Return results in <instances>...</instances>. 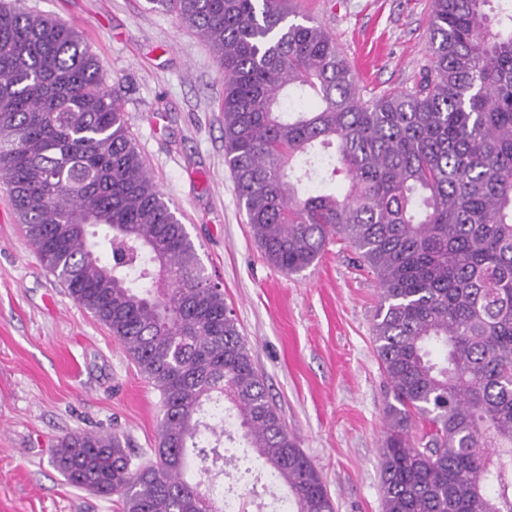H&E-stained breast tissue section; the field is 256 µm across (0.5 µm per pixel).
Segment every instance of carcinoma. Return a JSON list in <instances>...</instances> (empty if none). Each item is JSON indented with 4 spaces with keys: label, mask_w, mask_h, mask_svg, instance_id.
Segmentation results:
<instances>
[{
    "label": "carcinoma",
    "mask_w": 512,
    "mask_h": 512,
    "mask_svg": "<svg viewBox=\"0 0 512 512\" xmlns=\"http://www.w3.org/2000/svg\"><path fill=\"white\" fill-rule=\"evenodd\" d=\"M148 2L223 75L224 160L266 261L299 273L340 237L378 283L384 512H512V0H432L419 78L367 99L336 41L285 0ZM288 89L318 106L280 111ZM313 172L344 175L347 193L300 195ZM0 181L42 265L160 397L145 464L116 434L60 437L70 485L123 512H226L224 488L185 471L191 451L205 474L224 458L228 402L242 459L288 489V512H335L97 55L21 0L0 2Z\"/></svg>",
    "instance_id": "carcinoma-1"
}]
</instances>
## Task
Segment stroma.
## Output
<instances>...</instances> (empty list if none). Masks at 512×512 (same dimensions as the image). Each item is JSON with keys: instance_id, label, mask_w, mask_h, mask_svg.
Returning <instances> with one entry per match:
<instances>
[{"instance_id": "stroma-1", "label": "stroma", "mask_w": 512, "mask_h": 512, "mask_svg": "<svg viewBox=\"0 0 512 512\" xmlns=\"http://www.w3.org/2000/svg\"><path fill=\"white\" fill-rule=\"evenodd\" d=\"M81 30L208 275L248 341L289 432L336 512H383L387 385L372 338L373 276L344 241L287 274L254 242L224 161V81L208 47L148 0H23ZM335 39L365 95L412 85L426 62L431 0H290ZM0 512H122L52 467L58 438L108 431L134 462L154 454L158 393L109 329L39 262L0 185Z\"/></svg>"}]
</instances>
